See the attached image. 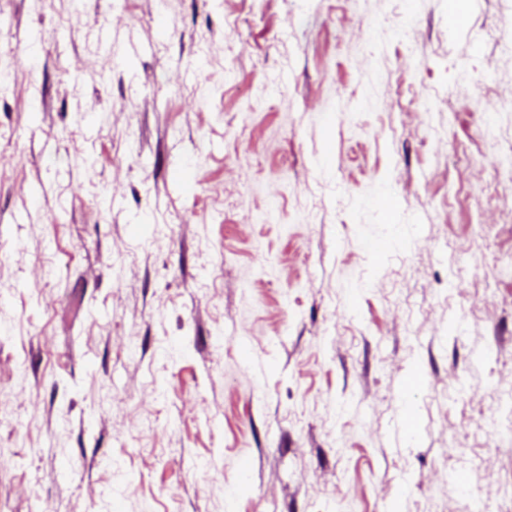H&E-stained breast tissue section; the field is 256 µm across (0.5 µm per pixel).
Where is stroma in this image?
<instances>
[{
  "instance_id": "obj_1",
  "label": "stroma",
  "mask_w": 512,
  "mask_h": 512,
  "mask_svg": "<svg viewBox=\"0 0 512 512\" xmlns=\"http://www.w3.org/2000/svg\"><path fill=\"white\" fill-rule=\"evenodd\" d=\"M461 7L0 0V512H463L512 472V0Z\"/></svg>"
}]
</instances>
